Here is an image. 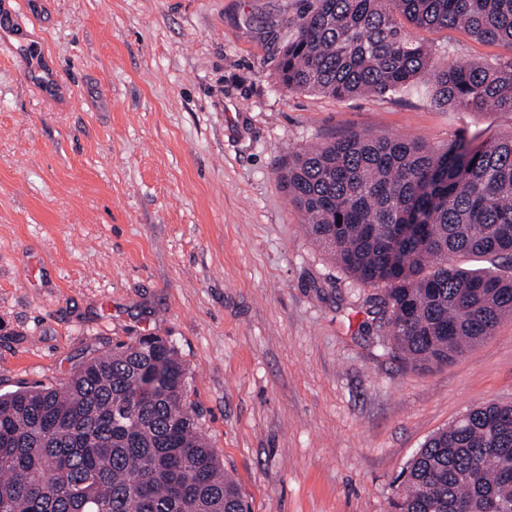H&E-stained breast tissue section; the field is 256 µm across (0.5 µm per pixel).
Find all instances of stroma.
<instances>
[{
    "instance_id": "35a3bbf8",
    "label": "stroma",
    "mask_w": 512,
    "mask_h": 512,
    "mask_svg": "<svg viewBox=\"0 0 512 512\" xmlns=\"http://www.w3.org/2000/svg\"><path fill=\"white\" fill-rule=\"evenodd\" d=\"M298 0H0V392L66 381L154 334L251 512H393L400 475L469 408L512 405V318L417 368L378 299L306 234L279 173L351 134L442 148L512 135V113L278 78ZM439 60L512 57L411 28Z\"/></svg>"
}]
</instances>
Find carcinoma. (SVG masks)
<instances>
[{
	"mask_svg": "<svg viewBox=\"0 0 512 512\" xmlns=\"http://www.w3.org/2000/svg\"><path fill=\"white\" fill-rule=\"evenodd\" d=\"M279 77L290 91L395 92L512 112V58L447 63L401 20L462 28L512 51V0H301ZM309 237L383 290L389 342L454 360L512 314V275L453 264L512 257V135L476 147L354 134L301 149L279 175ZM188 368L160 336L83 361L58 385L0 393V512H249L203 438ZM395 512H512V405L475 406L429 437Z\"/></svg>",
	"mask_w": 512,
	"mask_h": 512,
	"instance_id": "cac0c4a2",
	"label": "carcinoma"
}]
</instances>
